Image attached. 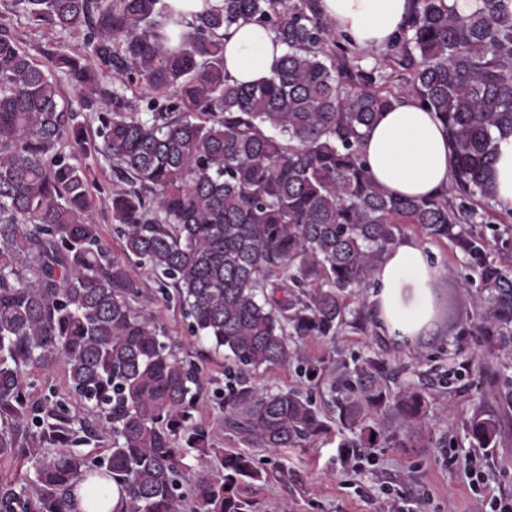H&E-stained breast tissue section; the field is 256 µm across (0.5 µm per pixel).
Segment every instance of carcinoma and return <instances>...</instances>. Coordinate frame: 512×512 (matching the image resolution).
<instances>
[{
    "label": "carcinoma",
    "mask_w": 512,
    "mask_h": 512,
    "mask_svg": "<svg viewBox=\"0 0 512 512\" xmlns=\"http://www.w3.org/2000/svg\"><path fill=\"white\" fill-rule=\"evenodd\" d=\"M168 12L164 0H0V458L28 466L0 479V512H71V492L93 476L112 479L121 512H253L242 489L265 472L247 452L211 447L197 417L212 381L204 352L239 370L224 395L227 433L276 450L328 432L309 397L247 372L294 364L313 382L322 359L304 339L379 328L346 298L374 285L406 226L462 255L482 284L487 334L512 335V274L475 229L512 136L504 0H415L387 45L407 72L398 91L361 65L318 0H215L175 45ZM22 18L85 51L48 48L36 62L10 27ZM241 19L287 47L257 84L224 71V31ZM63 78L96 113L90 137L60 102ZM405 98L448 133L446 195L395 197L365 168V131ZM89 155L112 167L105 203L89 190ZM102 204L124 262L95 223ZM137 267L176 291L199 362L178 357L138 305ZM57 367L69 398L32 400L27 376ZM331 390L353 448L378 447L392 426L425 432V394L392 392L382 360L342 365ZM466 432L475 448L498 444L490 416L474 414Z\"/></svg>",
    "instance_id": "carcinoma-1"
}]
</instances>
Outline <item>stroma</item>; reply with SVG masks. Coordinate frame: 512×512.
Instances as JSON below:
<instances>
[{
	"label": "stroma",
	"instance_id": "35a3bbf8",
	"mask_svg": "<svg viewBox=\"0 0 512 512\" xmlns=\"http://www.w3.org/2000/svg\"><path fill=\"white\" fill-rule=\"evenodd\" d=\"M14 27L34 60H42L51 42L79 51L81 39L57 37L49 28L25 20ZM430 262L440 269L435 293L439 308H452L455 323L438 319L427 336L396 342L385 333L369 335L348 328L336 338H310L305 348L325 361L327 376L341 362L372 356L385 359L396 386L412 385L430 401L427 435L413 448L399 447L405 430L390 434L377 448H353L342 453L341 435L330 433L304 448L280 451L256 449L269 473L267 481L245 488L256 512H374L383 498L402 502L407 512H490V497L512 498V399L497 391L498 382L512 377V337L485 336L474 286L459 276L461 256L444 245L427 244ZM141 303L153 311L177 343L180 356L194 355L185 320L175 300L166 298L148 272H140ZM215 381L200 409L202 419L215 426V445L236 448V437L219 429L225 387L229 382L223 356L210 357ZM481 412L497 419L499 444L476 449L465 433V422ZM481 457L489 475L487 488L471 486L462 463Z\"/></svg>",
	"mask_w": 512,
	"mask_h": 512
}]
</instances>
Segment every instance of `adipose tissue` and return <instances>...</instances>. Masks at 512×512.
<instances>
[{
	"label": "adipose tissue",
	"instance_id": "ef3b65f1",
	"mask_svg": "<svg viewBox=\"0 0 512 512\" xmlns=\"http://www.w3.org/2000/svg\"><path fill=\"white\" fill-rule=\"evenodd\" d=\"M336 32L363 51L384 48L411 15L412 0H320ZM285 46L250 20L224 35V68L236 82L268 78ZM363 152L372 178L396 196L427 197L449 185L453 157L445 128L432 113L408 102L383 112L367 131ZM438 270L419 239L404 238L375 268L370 302L382 330L401 341L424 335L434 321L432 285Z\"/></svg>",
	"mask_w": 512,
	"mask_h": 512
}]
</instances>
